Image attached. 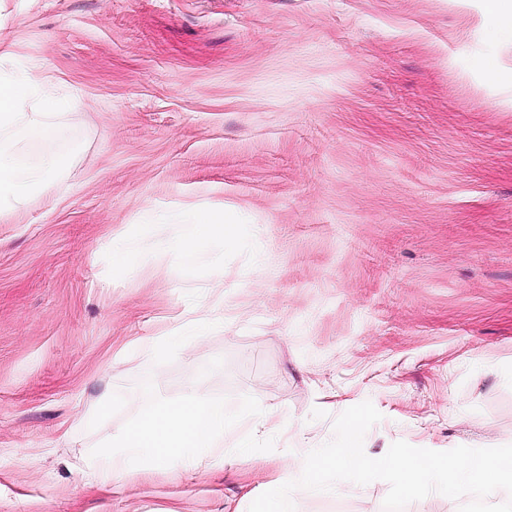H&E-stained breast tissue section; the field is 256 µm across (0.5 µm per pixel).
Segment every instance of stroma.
I'll use <instances>...</instances> for the list:
<instances>
[{
  "label": "stroma",
  "mask_w": 512,
  "mask_h": 512,
  "mask_svg": "<svg viewBox=\"0 0 512 512\" xmlns=\"http://www.w3.org/2000/svg\"><path fill=\"white\" fill-rule=\"evenodd\" d=\"M0 70L69 100L15 146L64 169L0 219V512H247L366 400L370 456L512 437V35L485 0H0ZM193 207L239 231L187 263L163 244ZM119 233L143 257L120 279ZM194 303L223 324L147 356ZM147 377L279 428L243 419L204 476L86 493L79 460ZM340 487L296 512H384L386 482Z\"/></svg>",
  "instance_id": "obj_1"
}]
</instances>
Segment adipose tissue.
Returning a JSON list of instances; mask_svg holds the SVG:
<instances>
[{
	"instance_id": "obj_1",
	"label": "adipose tissue",
	"mask_w": 512,
	"mask_h": 512,
	"mask_svg": "<svg viewBox=\"0 0 512 512\" xmlns=\"http://www.w3.org/2000/svg\"><path fill=\"white\" fill-rule=\"evenodd\" d=\"M60 108L61 101L48 80L28 72H0V215L24 210L29 185L38 183L62 164L60 157L48 156L37 171L24 173L18 159L6 151V143L52 138ZM238 231V225L225 219L222 212L197 210L187 215L170 249L188 258L204 242H234Z\"/></svg>"
}]
</instances>
